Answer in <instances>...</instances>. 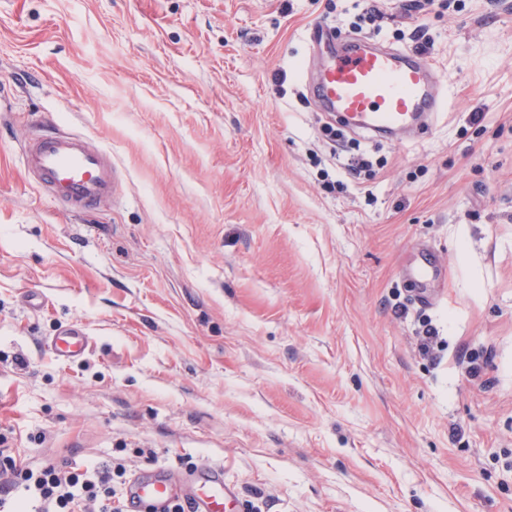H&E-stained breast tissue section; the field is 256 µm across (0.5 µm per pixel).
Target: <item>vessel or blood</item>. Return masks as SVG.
Returning a JSON list of instances; mask_svg holds the SVG:
<instances>
[{
  "label": "vessel or blood",
  "mask_w": 512,
  "mask_h": 512,
  "mask_svg": "<svg viewBox=\"0 0 512 512\" xmlns=\"http://www.w3.org/2000/svg\"><path fill=\"white\" fill-rule=\"evenodd\" d=\"M437 87L435 66L426 56L357 37L332 53L313 84V94L324 111L347 127L397 135L444 110ZM23 162L28 175L70 211L95 209L118 189L111 154L78 134L52 132L29 140ZM88 345L77 328L49 342L56 356L67 358L83 355ZM227 492L223 469L210 466L200 475H134L125 499L128 512H167L182 496L192 500V512H224Z\"/></svg>",
  "instance_id": "b4317fda"
}]
</instances>
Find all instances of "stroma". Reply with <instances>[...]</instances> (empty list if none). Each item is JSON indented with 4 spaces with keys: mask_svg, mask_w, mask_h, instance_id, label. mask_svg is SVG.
I'll return each mask as SVG.
<instances>
[{
    "mask_svg": "<svg viewBox=\"0 0 512 512\" xmlns=\"http://www.w3.org/2000/svg\"><path fill=\"white\" fill-rule=\"evenodd\" d=\"M416 2L0 0V448L220 466L224 512H512V0ZM317 25L423 27L447 108L334 142ZM58 129L119 171L92 213L23 169ZM88 345V336L77 328L67 330L62 336H54L49 342V347L56 356L67 358L83 355Z\"/></svg>",
    "mask_w": 512,
    "mask_h": 512,
    "instance_id": "stroma-1",
    "label": "stroma"
}]
</instances>
